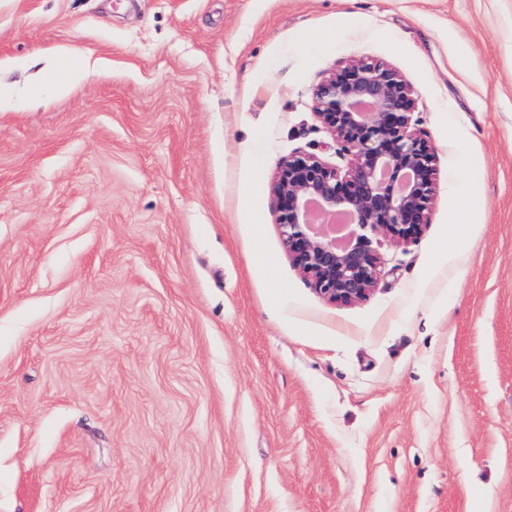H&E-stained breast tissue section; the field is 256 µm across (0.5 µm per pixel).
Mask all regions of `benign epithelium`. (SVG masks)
<instances>
[{
	"instance_id": "7a95c632",
	"label": "benign epithelium",
	"mask_w": 512,
	"mask_h": 512,
	"mask_svg": "<svg viewBox=\"0 0 512 512\" xmlns=\"http://www.w3.org/2000/svg\"><path fill=\"white\" fill-rule=\"evenodd\" d=\"M323 130L347 169L298 152L270 184L284 250L315 293L337 306L373 294L383 258L375 243L417 241L437 197L436 154L415 128V100L401 75L375 58L327 72L312 91Z\"/></svg>"
}]
</instances>
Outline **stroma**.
<instances>
[{
	"mask_svg": "<svg viewBox=\"0 0 512 512\" xmlns=\"http://www.w3.org/2000/svg\"><path fill=\"white\" fill-rule=\"evenodd\" d=\"M359 57L439 192L336 306L270 184ZM0 85V512H512V0H0Z\"/></svg>",
	"mask_w": 512,
	"mask_h": 512,
	"instance_id": "1",
	"label": "stroma"
}]
</instances>
